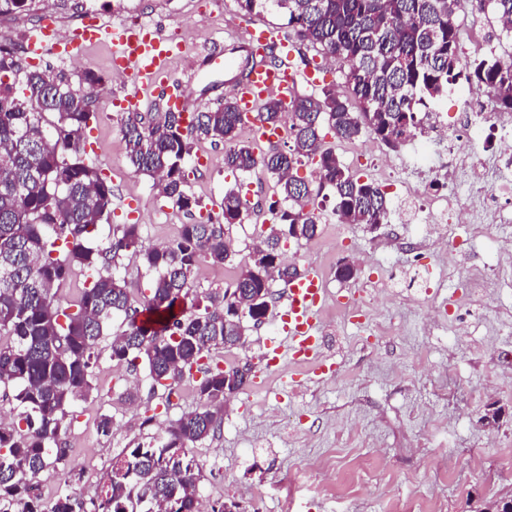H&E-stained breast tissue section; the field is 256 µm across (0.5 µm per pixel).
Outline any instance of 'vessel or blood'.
Instances as JSON below:
<instances>
[{
  "label": "vessel or blood",
  "mask_w": 512,
  "mask_h": 512,
  "mask_svg": "<svg viewBox=\"0 0 512 512\" xmlns=\"http://www.w3.org/2000/svg\"><path fill=\"white\" fill-rule=\"evenodd\" d=\"M41 38L31 42L32 55H41L48 46L56 49L74 48L97 42L102 36L99 23L85 24L73 38L61 40L53 24L41 28ZM248 43L252 52L259 55L258 63L251 65L246 76L233 82L231 91L240 112L250 120L255 140L271 145L282 136L281 128L256 121L255 114L261 102L276 98L290 104L301 86H318L319 81L311 68L299 67L294 52H278V38L273 29L254 25L248 29ZM112 70L114 74L131 77L134 84L144 87L166 85L167 63L182 50L181 44L160 35L152 28L135 23L112 32ZM277 50L274 62L264 61L266 50ZM285 308L282 315L283 330L287 337L267 343L265 357L269 366H277L289 358L307 363L314 370H321L323 354L320 344L319 313L328 298V292L318 268L312 267L289 281L285 289Z\"/></svg>",
  "instance_id": "b4317fda"
}]
</instances>
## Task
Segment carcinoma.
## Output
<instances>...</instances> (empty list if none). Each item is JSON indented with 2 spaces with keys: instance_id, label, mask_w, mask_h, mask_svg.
Wrapping results in <instances>:
<instances>
[{
  "instance_id": "carcinoma-1",
  "label": "carcinoma",
  "mask_w": 512,
  "mask_h": 512,
  "mask_svg": "<svg viewBox=\"0 0 512 512\" xmlns=\"http://www.w3.org/2000/svg\"><path fill=\"white\" fill-rule=\"evenodd\" d=\"M470 0H237L244 17L274 11L297 40L322 58L344 65V85L299 95L289 109L266 100L259 120L282 125L288 151L257 152L241 138L247 121L232 95L184 125L179 112H129L124 119L126 159L134 174L152 177L173 206L192 207L186 162L194 140L224 143V170L270 175L279 198L274 217L249 253L247 277L232 287L197 288L202 261L223 265L236 253L232 228L250 214L237 182L224 189L221 212L180 226L162 246H145L139 225L119 224L106 248L97 228L112 213V186L85 162L86 132L96 120L91 97L62 73L32 68L16 44L0 43V390L15 403L0 423V512H81L66 490L35 505L32 485L46 470L70 483L77 475L66 432L79 400L97 389L94 369L108 325L122 318L109 356L142 364L149 395H167L186 375L202 373L198 404L164 433L128 448L111 469L96 512H200L201 472L189 454L221 431L224 368L217 349L243 348L249 325L262 322L272 301L265 265L277 259L284 282L299 268L283 246L309 241L319 229L316 201L328 189L341 224H385L389 201L380 186L353 174L325 138L353 140L365 132L396 146L418 128L419 106L448 95L460 71L503 111L512 112V53L472 67L462 60L456 18ZM483 13L512 24V0H479ZM318 179L296 175L304 164ZM298 228H293V225ZM130 256L151 276L149 293L136 295L120 272ZM90 271L73 303L57 298L75 270ZM182 451L192 466L177 468L163 455Z\"/></svg>"
}]
</instances>
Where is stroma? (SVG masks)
<instances>
[{
    "mask_svg": "<svg viewBox=\"0 0 512 512\" xmlns=\"http://www.w3.org/2000/svg\"><path fill=\"white\" fill-rule=\"evenodd\" d=\"M107 27L148 21L163 36L182 43L168 64V84L180 89L205 112L229 84L230 74H201L207 54L235 53L232 42L247 25L236 0H87ZM52 22L74 34L81 28L76 0H35L30 10L0 15V39L24 44L28 24ZM112 42L87 45L71 61L45 56L40 68L64 73L79 82L85 72L105 73L92 93L94 104L116 99L133 89V81L109 75ZM85 158L112 184V213L98 228L97 242L108 246L115 225H140L145 244L174 239L189 212L168 204L152 178L130 171L126 161L122 114L98 112L88 137ZM339 159L375 183L399 178L404 191L389 190L391 225L369 231L362 224L339 223L335 201L319 203L320 231L301 244H287L286 255L300 268L336 270L353 264V279L326 280L331 298L320 315L323 354L335 372L314 376L309 367L283 360L273 370L256 371L247 390L224 407L220 433L194 451L202 470L201 502L212 508L221 501L239 502L244 512H282L276 483L294 480L292 512H409L420 497L447 495V512H481L488 503L512 497V194L492 207L484 194L465 192L469 224L461 229L409 223L408 192L418 171L448 159L446 142L420 138L390 149L364 134L352 141L328 139ZM234 179L224 170V147L210 141L194 145L188 168V190L199 211L218 210L225 187ZM262 225L247 219L232 236L236 256L218 268L200 262L194 272L198 288H226L244 267ZM404 236L447 235L466 239L467 247L438 253L430 270L415 272L411 257L385 247L387 231ZM483 269L486 287L467 292L460 283ZM284 284L273 281L274 305L266 319L248 333L246 348L235 349L237 364L264 352L283 310ZM375 295L369 332L345 322L335 298L354 293ZM96 376L100 391L80 401L67 441L73 455L89 463L72 492L85 496L106 480L112 460L122 449L148 440L160 424L197 405L194 377L184 378L183 392L149 395L144 369L101 356ZM140 399L130 402L127 389ZM502 412L493 426L481 423L488 408ZM155 423L143 426L146 413ZM112 416L111 438L96 430L99 414ZM334 455L336 466L311 470L312 461ZM372 465L369 480L357 491L322 498V483L343 482L354 456ZM447 470L450 487L435 480Z\"/></svg>",
    "mask_w": 512,
    "mask_h": 512,
    "instance_id": "1",
    "label": "stroma"
}]
</instances>
